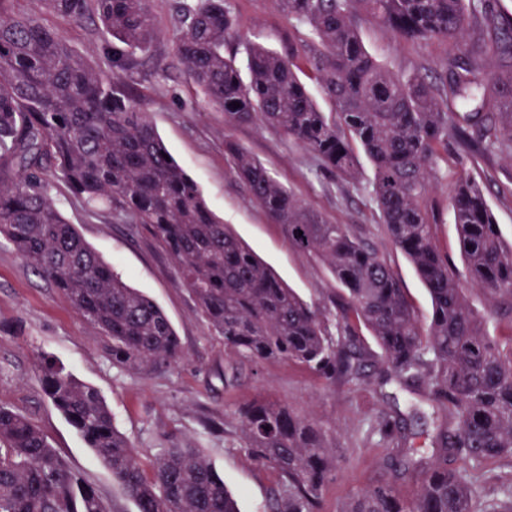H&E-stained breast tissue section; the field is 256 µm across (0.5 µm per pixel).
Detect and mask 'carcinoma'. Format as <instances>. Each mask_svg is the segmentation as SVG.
<instances>
[{"label": "carcinoma", "mask_w": 512, "mask_h": 512, "mask_svg": "<svg viewBox=\"0 0 512 512\" xmlns=\"http://www.w3.org/2000/svg\"><path fill=\"white\" fill-rule=\"evenodd\" d=\"M0 0V235L111 342L112 362L163 369L183 349L165 312L131 287L65 221L50 192L61 181L74 201L149 229L167 248L224 349L255 364L280 359L329 383L373 377L419 388L445 412L435 454L414 458L407 429L388 415L376 432L395 471L416 481L402 494L389 480L345 512H512V481L474 508L467 470L512 457V335L501 343L488 316L469 305L480 290L489 312L512 316V245L506 246L484 191L458 179L449 206L464 266L459 277L439 248L429 205L448 138L468 152L512 149V13L493 0H275L288 19L282 51L242 42L249 80L224 43L240 37L233 0H176L180 29L173 66L203 91L224 124L258 121L293 138L345 182L356 180V148L370 161L371 196L383 228L431 299L422 324L404 288L347 224H329L245 150L227 149L250 199L280 224L288 242L328 267L344 290L330 313L304 303L215 220L196 182L169 153L123 77L152 56L150 0H41L71 27L99 21L112 38L108 69L77 54L62 31ZM374 20L404 40L448 44L442 72L407 77L366 49L361 24ZM308 71L333 101L330 119L299 78ZM240 107H233V103ZM380 349L370 362L362 330ZM43 390L112 473L138 512H239L197 448H168L144 468L112 423L100 392L64 366L38 365ZM249 455L278 478L273 512H320L336 472L327 434L289 405L256 398L237 410ZM0 512H110L25 416L0 406Z\"/></svg>", "instance_id": "obj_1"}]
</instances>
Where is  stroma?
Returning a JSON list of instances; mask_svg holds the SVG:
<instances>
[{"instance_id":"stroma-1","label":"stroma","mask_w":512,"mask_h":512,"mask_svg":"<svg viewBox=\"0 0 512 512\" xmlns=\"http://www.w3.org/2000/svg\"><path fill=\"white\" fill-rule=\"evenodd\" d=\"M173 0H151L158 35L151 61L131 83L168 150L197 182L215 218L250 247L307 304L331 308L340 288L328 269L295 250L280 227L251 201L239 179L226 141L246 149L308 209L332 224H350L393 268L421 321L431 301L408 259L384 233L364 188L372 179L368 160L360 178L337 179L313 153L280 131L251 122L225 126L224 114L206 105L200 88L171 67L178 29ZM244 39L282 48L288 21L273 0H234ZM369 52L396 73L408 76L428 66L441 70L448 46L440 41L395 38L382 24L361 27ZM462 177L481 183L505 242L512 243V151L473 155L449 143L437 165L430 202L439 211L436 240L454 268H462L457 236L447 208L453 184ZM53 198L84 240L132 287L150 296L167 314L183 346L184 358L163 370L131 371L114 365L108 341L59 297L50 282L0 237V405L27 417L57 449L69 468L97 488L114 512H137L111 472L87 448L75 429L45 396L36 367L41 360L64 364L78 379L96 387L112 412L117 430L128 438L142 463L162 448L199 449L224 477L239 512H270L274 474L248 454L235 418L238 404L266 398L288 404L328 433L338 457L336 473L323 496L321 512H336L349 499L382 479L394 477L385 445L370 434L382 414L411 420V446L431 456L438 409L420 392L392 384H327L303 367L283 361H239L198 309L180 282L178 268L163 244L140 225L93 215L54 187Z\"/></svg>"}]
</instances>
